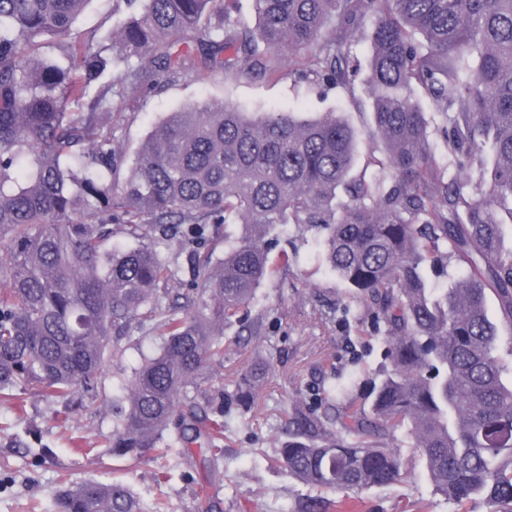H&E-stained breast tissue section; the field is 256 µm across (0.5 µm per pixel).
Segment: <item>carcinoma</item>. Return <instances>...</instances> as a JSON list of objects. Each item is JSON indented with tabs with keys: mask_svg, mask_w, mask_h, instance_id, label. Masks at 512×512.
<instances>
[{
	"mask_svg": "<svg viewBox=\"0 0 512 512\" xmlns=\"http://www.w3.org/2000/svg\"><path fill=\"white\" fill-rule=\"evenodd\" d=\"M90 0H0V402L23 409L28 387L67 402L98 388L114 338L138 323L159 352L112 399V455L159 457L174 445L223 454L224 401L252 395L254 376L206 377L224 363V326L269 273L279 224L326 232L327 260L374 319L390 368L369 403L294 407L278 453L304 484L363 491L400 481L390 442L404 434L437 491L459 506L483 494L512 512V0H125L99 35L75 28ZM373 24L365 85L382 153L352 174L358 133L343 117L256 119L198 104L149 133L123 184L112 99L147 72L187 66L275 75L285 52L311 47L309 75L349 85V33ZM197 34L177 46L181 34ZM63 50L48 51L44 37ZM439 105L448 168L436 166L416 90ZM478 172L487 197L467 192ZM351 203L336 208L337 190ZM138 242L106 248L112 224ZM219 224L251 232L215 259L193 249ZM164 245L187 254L192 287ZM465 273L441 291L450 260ZM494 295L501 320L489 317ZM210 383L203 391L202 384ZM56 512H141L118 481L65 485Z\"/></svg>",
	"mask_w": 512,
	"mask_h": 512,
	"instance_id": "cac0c4a2",
	"label": "carcinoma"
}]
</instances>
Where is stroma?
Wrapping results in <instances>:
<instances>
[{
    "instance_id": "35a3bbf8",
    "label": "stroma",
    "mask_w": 512,
    "mask_h": 512,
    "mask_svg": "<svg viewBox=\"0 0 512 512\" xmlns=\"http://www.w3.org/2000/svg\"><path fill=\"white\" fill-rule=\"evenodd\" d=\"M346 47L356 74L345 89L328 90L307 78V52L284 56L274 77L243 67L231 73L190 67L169 75L144 64L148 88L134 91L133 105L112 106V132L125 162L115 182L124 180L127 165L156 124L202 100L254 115L291 111L303 120L339 113L360 132L355 168L363 170L382 150L371 134V101L363 84L370 56L367 31L357 30ZM285 252L295 255V264L264 281L253 303L240 312L239 323L225 327L224 362L209 369L228 385L243 371L264 373L251 408L235 403L224 408L223 457L214 459L192 447L168 459L147 455L134 462L102 447L112 432L105 403L119 395L133 366L160 346L149 329L134 327L107 358L96 394L77 393L66 408L31 390L21 415L0 403V512H55L63 484L115 479L128 486L142 512H153L159 499L167 502L168 512H196L204 481L210 484V512H317L315 503L323 498L334 501L332 512H493L484 497L459 506L436 492L421 457L409 447L402 450L408 478L359 493L311 488L274 459V449L287 440L286 410L310 401L330 379L349 387L353 399H363L388 363L386 344L358 333L367 312L350 301L349 288L331 271L323 238L281 225L270 240V264L277 265ZM85 441L99 443L97 455L84 453ZM45 445L54 451L46 459L39 454Z\"/></svg>"
}]
</instances>
